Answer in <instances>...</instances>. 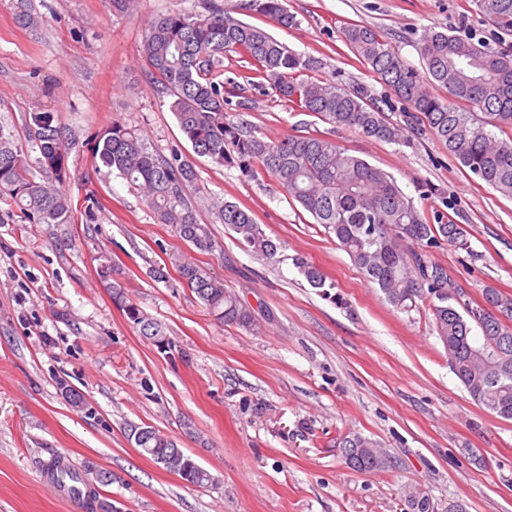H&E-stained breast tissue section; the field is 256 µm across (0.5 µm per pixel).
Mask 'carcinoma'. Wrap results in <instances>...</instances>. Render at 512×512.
<instances>
[{"mask_svg": "<svg viewBox=\"0 0 512 512\" xmlns=\"http://www.w3.org/2000/svg\"><path fill=\"white\" fill-rule=\"evenodd\" d=\"M480 9L501 28L512 31V0H477ZM236 9L262 14L280 26L296 23L285 0H239ZM343 39L390 88L462 167L498 192L512 197V137L500 139L484 129L478 114L489 116L495 128L512 129V51H490L472 38L430 29L420 40L424 72L410 66L398 50L370 27L350 25ZM143 53L158 91L169 98L184 139L194 153L253 177H273L291 199L322 225L330 237L381 289L396 308L411 311L427 301L435 330L448 353V362L470 397L479 406L512 420V295L493 287L483 289L488 310H469L467 294L455 287L447 271L429 252L448 242L468 248L459 224H429L387 172L352 155L335 140L315 135L264 139L251 126L233 121L226 112L228 91L220 80L224 56L245 55L256 75L275 93L334 126L354 129L389 143L410 142L405 128L389 121L368 88L342 87L304 76L308 62L286 49L265 30L233 17L211 4L205 11L171 12L148 27ZM29 138L39 149L38 163L48 174L35 179L22 146L0 131V192L9 196L31 224H66L72 202L64 190L70 179L63 128L50 112H32ZM95 157L138 190L162 224L202 251L217 243L198 223L189 197L196 180L192 164L178 153L166 158L118 121L94 136ZM216 218L229 226L251 252L273 259L278 245L253 216L233 202H224ZM298 272L326 296L334 284L319 267L293 258ZM184 283L200 302L225 323L252 326V314L239 305L224 283L191 263L179 267ZM112 299L126 318L158 345L170 344L162 326L147 316L118 283H109ZM139 445L154 462L176 442L147 428ZM342 448L360 454L345 457L360 472L384 469L391 456L370 439L354 436ZM171 469H182L187 483L206 485V469L182 455Z\"/></svg>", "mask_w": 512, "mask_h": 512, "instance_id": "1", "label": "carcinoma"}]
</instances>
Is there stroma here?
<instances>
[{
	"label": "stroma",
	"mask_w": 512,
	"mask_h": 512,
	"mask_svg": "<svg viewBox=\"0 0 512 512\" xmlns=\"http://www.w3.org/2000/svg\"><path fill=\"white\" fill-rule=\"evenodd\" d=\"M204 0H0V131L40 153L28 116L51 112L66 129L67 224H31L0 195V512H84L44 482L67 456L112 512H405L414 490L437 512H512V420L480 408L453 374L426 302L401 311L368 284L347 253L272 177L197 156L158 94L142 44L149 23ZM37 26L15 22L19 6ZM294 26L258 14L260 27L313 62L314 77L362 84L390 121L407 108L345 44L350 24L376 28L413 66L428 29L512 47L476 0H287ZM245 56L224 58L240 91L229 112L258 134L333 138L395 178L428 222L461 224L468 248L430 254L472 299L512 294V198L472 175L430 132L410 146L365 137L294 111L270 85L251 83ZM120 121L150 151L193 163L197 219L218 246L203 252L157 223L126 180L95 166L92 136ZM237 203L275 242L281 261L247 251L216 219ZM302 256L333 281L323 296L297 272ZM206 268L255 317L247 329L216 319L183 285L181 262ZM110 267L104 279L102 267ZM162 268L164 278L153 275ZM160 322L167 350L141 336L114 304L110 281ZM84 398L74 408L60 391ZM172 437L215 477L196 487L159 468L129 441V425ZM372 439L389 468L356 472L341 441ZM110 476L101 484L100 473Z\"/></svg>",
	"instance_id": "obj_1"
}]
</instances>
